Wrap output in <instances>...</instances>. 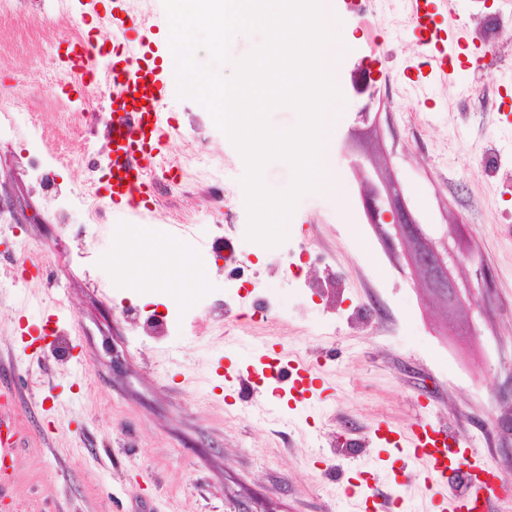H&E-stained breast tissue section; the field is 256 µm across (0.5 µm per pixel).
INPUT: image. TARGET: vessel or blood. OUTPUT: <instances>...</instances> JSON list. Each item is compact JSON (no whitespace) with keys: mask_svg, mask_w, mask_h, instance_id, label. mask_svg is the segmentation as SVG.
<instances>
[{"mask_svg":"<svg viewBox=\"0 0 512 512\" xmlns=\"http://www.w3.org/2000/svg\"><path fill=\"white\" fill-rule=\"evenodd\" d=\"M410 4V17L422 32V44L428 48L430 77L436 80L454 77L460 49L468 37L466 30L452 23L447 32H440L431 0H410ZM105 53L111 56V67L103 75L97 69L96 59ZM57 65L78 75L83 87L78 95L80 103L88 102L89 89L100 82L114 86L120 106L112 114L105 137L116 162L100 178L93 200L101 207L123 205L139 209L152 186L150 175L155 153L169 134L168 125L160 115L167 91L162 66L157 64L152 51L141 49L132 54L121 44L107 49L93 41L88 33L68 42ZM266 368L276 373L287 372L290 388L297 396H305L315 387L317 377L313 368L302 360L285 364L280 358L272 357ZM370 438L375 445L394 447L401 455L405 465L400 472L402 482L413 478L408 464L423 465L431 512H495L496 499L491 493L494 469L486 451L475 447L450 426L418 418L398 432L380 423L372 428ZM342 495L358 499L360 512H383L387 507L398 512L404 505L403 497L384 502L375 489L364 490L355 483L343 486Z\"/></svg>","mask_w":512,"mask_h":512,"instance_id":"obj_1","label":"vessel or blood"}]
</instances>
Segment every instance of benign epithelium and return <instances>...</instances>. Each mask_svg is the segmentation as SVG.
I'll list each match as a JSON object with an SVG mask.
<instances>
[{
  "label": "benign epithelium",
  "instance_id": "1",
  "mask_svg": "<svg viewBox=\"0 0 512 512\" xmlns=\"http://www.w3.org/2000/svg\"><path fill=\"white\" fill-rule=\"evenodd\" d=\"M363 207L371 223L392 226L414 244L411 263L424 275L428 288L437 294H449L451 300H456L458 289L448 275V256L432 246L422 225L393 197L391 189H386L383 194L379 189L371 188L363 198Z\"/></svg>",
  "mask_w": 512,
  "mask_h": 512
}]
</instances>
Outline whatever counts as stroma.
Returning a JSON list of instances; mask_svg holds the SVG:
<instances>
[{
    "instance_id": "35a3bbf8",
    "label": "stroma",
    "mask_w": 512,
    "mask_h": 512,
    "mask_svg": "<svg viewBox=\"0 0 512 512\" xmlns=\"http://www.w3.org/2000/svg\"><path fill=\"white\" fill-rule=\"evenodd\" d=\"M452 8L480 66L431 81L424 103L413 89L424 48L406 0H375L362 18L339 12L354 35L334 75L341 105L330 164L341 190L303 195L272 247L247 237L240 151L169 82L172 135L155 172L171 186L149 196L144 221L177 242L191 232L203 239L198 256L229 314L219 323L200 299L162 339L139 333L122 301L165 315L191 259L131 286L128 267L160 246L129 237L135 219L125 207L91 200L108 158L109 90L94 89L84 116L49 85L59 73L47 47L84 23L74 13L45 17L39 0L0 13V201L18 203L17 223L0 224V430L13 446L0 512H351L339 495L374 461L370 427L421 416L489 449L512 486V111L497 109L512 95V28L496 32L492 60L477 21L512 16V0ZM36 152L51 160L54 187L31 171ZM203 156L234 185L229 215L213 209ZM389 184L451 254L455 303L427 288L409 242H386L369 224L362 197ZM301 242L311 257L294 282L283 267ZM239 260L255 291L227 287ZM326 276L339 284L335 297L308 287ZM267 292L276 308L255 319ZM58 307L62 344L38 336ZM272 343L315 365L325 392L305 405L285 389L271 394L260 375ZM228 371L250 375L252 386L225 391Z\"/></svg>"
}]
</instances>
